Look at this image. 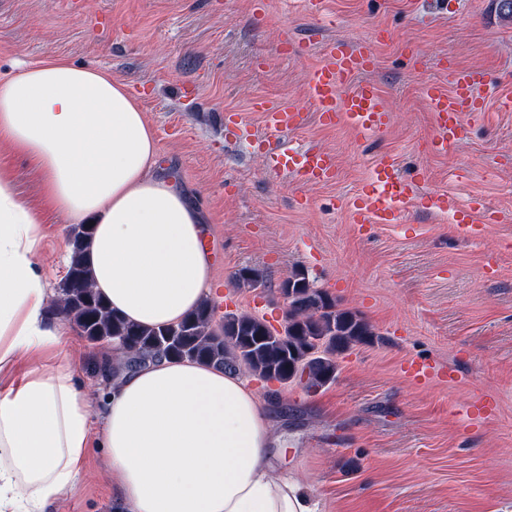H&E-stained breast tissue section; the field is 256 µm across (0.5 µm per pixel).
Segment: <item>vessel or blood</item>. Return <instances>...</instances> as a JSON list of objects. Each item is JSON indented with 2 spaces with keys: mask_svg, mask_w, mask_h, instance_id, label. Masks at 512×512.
Masks as SVG:
<instances>
[{
  "mask_svg": "<svg viewBox=\"0 0 512 512\" xmlns=\"http://www.w3.org/2000/svg\"><path fill=\"white\" fill-rule=\"evenodd\" d=\"M376 62L374 50L365 44L353 47L337 41L323 47V61L308 77V94L323 122L333 125L345 122L361 133H374L387 128L390 110L372 83L364 82L352 91L344 86L351 77L371 71ZM451 88L442 91L426 84L423 97L433 114L438 136L435 147L447 150L462 134L460 116L479 112L484 104L479 91L489 81L481 68L449 67ZM267 130L286 132L303 125L306 115L295 108L267 103L256 106ZM268 167L273 173L290 172L307 182H326L336 173V157L316 148L295 149L288 145L270 149ZM409 181L398 173L391 157H380L374 164L368 187L352 203V219L357 224H399L410 197Z\"/></svg>",
  "mask_w": 512,
  "mask_h": 512,
  "instance_id": "b4317fda",
  "label": "vessel or blood"
}]
</instances>
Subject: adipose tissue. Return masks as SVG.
<instances>
[{"mask_svg": "<svg viewBox=\"0 0 512 512\" xmlns=\"http://www.w3.org/2000/svg\"><path fill=\"white\" fill-rule=\"evenodd\" d=\"M32 161L44 207L0 166V512H47L106 450L122 512H318L305 485L279 476L264 402L239 374L158 358L120 368L108 393L79 379L63 349L71 324L47 305L39 262L47 214L94 223L93 288L143 326L179 322L203 300L206 227L172 181L155 176L151 126L100 68L45 59L0 77V144Z\"/></svg>", "mask_w": 512, "mask_h": 512, "instance_id": "adipose-tissue-1", "label": "adipose tissue"}]
</instances>
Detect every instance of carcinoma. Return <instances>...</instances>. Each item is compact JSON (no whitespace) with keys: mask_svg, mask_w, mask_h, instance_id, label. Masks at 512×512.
<instances>
[{"mask_svg":"<svg viewBox=\"0 0 512 512\" xmlns=\"http://www.w3.org/2000/svg\"><path fill=\"white\" fill-rule=\"evenodd\" d=\"M91 234L89 228L71 238V260L60 289L59 311L80 335L114 342L126 354L128 370L157 357L192 359L230 372L245 367L266 380L297 379L312 389L334 381L333 356L373 340L371 326L356 314L337 308L313 287L302 268L294 269L282 283L281 291L288 293V311L281 331L255 317L234 314L224 316L216 327L214 309L207 302L173 325L130 323L92 288L85 261Z\"/></svg>","mask_w":512,"mask_h":512,"instance_id":"1","label":"carcinoma"}]
</instances>
